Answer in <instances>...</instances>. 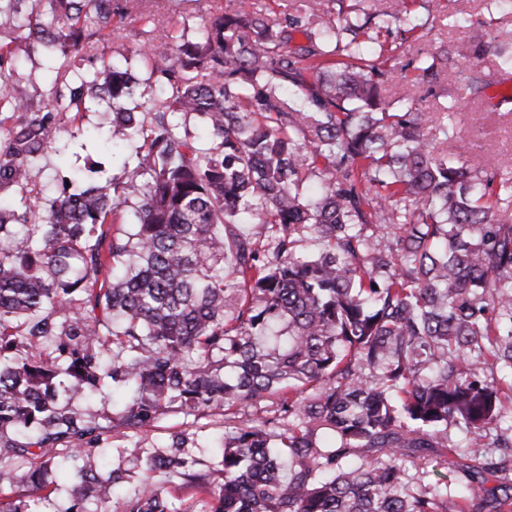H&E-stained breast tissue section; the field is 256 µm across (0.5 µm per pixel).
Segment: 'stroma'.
Masks as SVG:
<instances>
[{
  "label": "stroma",
  "mask_w": 512,
  "mask_h": 512,
  "mask_svg": "<svg viewBox=\"0 0 512 512\" xmlns=\"http://www.w3.org/2000/svg\"><path fill=\"white\" fill-rule=\"evenodd\" d=\"M126 13L116 22L112 41L105 49L112 57L126 56L129 69L137 76L138 100L158 99L162 89L150 63L137 55L147 20H154L157 35L177 36L183 27L199 29L226 0H121ZM352 0H251L254 11L273 20L292 16L301 20L313 15L340 17ZM410 16L418 27L402 32L399 23L389 22L371 31L377 44L394 49L385 63L389 71L383 96L386 102L400 99L413 102L426 114V134L433 144H440L444 132H453L456 141L469 144L467 155L472 167L484 170L512 171V112L500 105L503 91L495 79L500 59L496 46L512 48V0H411ZM482 43L487 51L479 59L455 63L444 57L458 43ZM440 57L437 75L424 78L417 66L420 59ZM479 72L491 81L481 98L461 95L470 73ZM107 122L105 108L94 105L76 120L57 130L52 149L31 170V183L43 204H50L59 193L64 176H77L99 185L111 183L122 172L112 160L110 142L92 137L94 128ZM512 425V408L501 423L491 424L482 433L470 434L449 426L448 442L463 453L481 456L505 454L512 440L503 435ZM194 432L204 445L209 461H217L219 437L224 431L221 415H201L189 420L178 411L168 412L155 428L144 433L141 442L147 448H164L170 433Z\"/></svg>",
  "instance_id": "obj_1"
}]
</instances>
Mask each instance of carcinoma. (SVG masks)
Segmentation results:
<instances>
[{
    "instance_id": "cac0c4a2",
    "label": "carcinoma",
    "mask_w": 512,
    "mask_h": 512,
    "mask_svg": "<svg viewBox=\"0 0 512 512\" xmlns=\"http://www.w3.org/2000/svg\"><path fill=\"white\" fill-rule=\"evenodd\" d=\"M118 0H0V512H41L56 468L77 479L64 512L107 504L133 477H100L103 426L72 404H115L112 429L135 466L171 478L123 497L121 512H448L452 474L484 493L476 512H512V455L448 448V423L501 418L486 353L512 369V177L478 172L464 145L435 151L425 113L379 98L387 71L362 37L371 19L289 25L230 0L191 40L154 38L164 96L140 112L114 61L72 59L112 36ZM53 63L46 103L18 54ZM297 89L290 98L284 87ZM104 102L112 143L142 139L131 180L66 186L49 206L30 171L67 115ZM150 116L144 126L142 116ZM195 115L202 146L179 131ZM313 196L307 181L320 173ZM246 219L253 232L236 225ZM309 233L324 243L297 252ZM271 236L261 250L256 240ZM276 397V409L264 402ZM225 417L218 464L191 433L151 452L139 436L169 410ZM431 460L433 483L401 463Z\"/></svg>"
}]
</instances>
